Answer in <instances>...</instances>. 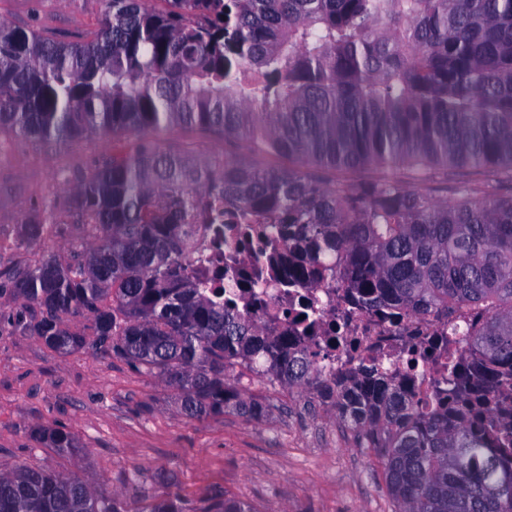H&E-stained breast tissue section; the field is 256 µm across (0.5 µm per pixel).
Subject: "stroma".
<instances>
[{"mask_svg": "<svg viewBox=\"0 0 512 512\" xmlns=\"http://www.w3.org/2000/svg\"><path fill=\"white\" fill-rule=\"evenodd\" d=\"M103 0H0V21L64 40L92 39ZM160 144L221 154L220 136L172 128ZM93 137L41 147L0 134V270L66 257L87 232L69 222L50 241L22 247L25 218L45 204L66 210V180H79L111 154ZM21 300L0 295V469L25 464L87 474L103 494L134 501L172 488L189 501L214 495L241 498L257 512H393L372 449L316 398L277 381L240 380L238 386L269 404L259 422L227 414L186 418L178 394L118 357L82 350L61 354L15 328ZM35 427L63 429L82 452L66 457L36 444Z\"/></svg>", "mask_w": 512, "mask_h": 512, "instance_id": "obj_1", "label": "stroma"}]
</instances>
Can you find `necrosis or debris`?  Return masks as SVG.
I'll return each instance as SVG.
<instances>
[{
  "label": "necrosis or debris",
  "mask_w": 512,
  "mask_h": 512,
  "mask_svg": "<svg viewBox=\"0 0 512 512\" xmlns=\"http://www.w3.org/2000/svg\"><path fill=\"white\" fill-rule=\"evenodd\" d=\"M195 248L198 259L191 271L206 288H223L225 301L262 327L288 332L317 348L326 376L374 366L432 407L448 362L466 365L475 375L483 371L468 344L449 335L437 319L399 309L370 311L355 304L347 289L290 285L270 266L257 273L251 260L256 238L248 225H200ZM228 267L245 275V283L224 288L222 275ZM304 312L310 318L303 322L299 316Z\"/></svg>",
  "instance_id": "necrosis-or-debris-1"
}]
</instances>
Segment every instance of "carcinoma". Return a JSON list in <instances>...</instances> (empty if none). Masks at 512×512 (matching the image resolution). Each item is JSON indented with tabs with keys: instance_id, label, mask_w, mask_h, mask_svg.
<instances>
[{
	"instance_id": "obj_1",
	"label": "carcinoma",
	"mask_w": 512,
	"mask_h": 512,
	"mask_svg": "<svg viewBox=\"0 0 512 512\" xmlns=\"http://www.w3.org/2000/svg\"><path fill=\"white\" fill-rule=\"evenodd\" d=\"M66 41L0 22V131L36 144L112 141L71 192L89 238L12 270L15 322L60 353L92 347L156 375L203 419L268 408L230 373L305 388L380 459L395 512H512V0H104ZM171 127L243 151L170 150ZM262 150L288 160L261 167ZM200 224H261L288 280L343 286L363 307L444 322L464 310L483 397L426 409L376 369L332 381L317 354L267 334L190 273ZM62 232L52 210L23 242ZM60 455L68 431H34ZM0 512H256L176 492L135 503L78 474L0 471Z\"/></svg>"
}]
</instances>
